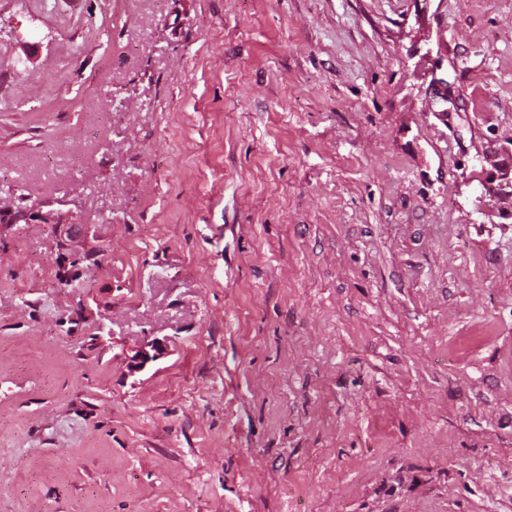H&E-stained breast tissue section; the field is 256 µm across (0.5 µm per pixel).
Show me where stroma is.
Here are the masks:
<instances>
[{
  "mask_svg": "<svg viewBox=\"0 0 512 512\" xmlns=\"http://www.w3.org/2000/svg\"><path fill=\"white\" fill-rule=\"evenodd\" d=\"M0 512H512V0H0Z\"/></svg>",
  "mask_w": 512,
  "mask_h": 512,
  "instance_id": "35a3bbf8",
  "label": "stroma"
}]
</instances>
